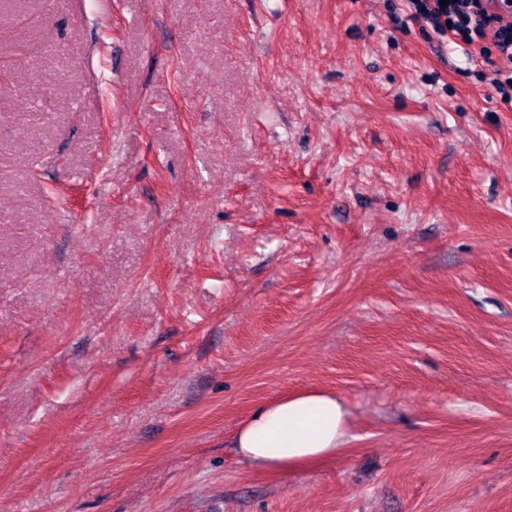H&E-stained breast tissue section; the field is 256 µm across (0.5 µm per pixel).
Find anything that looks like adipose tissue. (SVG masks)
I'll list each match as a JSON object with an SVG mask.
<instances>
[{"label":"adipose tissue","instance_id":"obj_1","mask_svg":"<svg viewBox=\"0 0 512 512\" xmlns=\"http://www.w3.org/2000/svg\"><path fill=\"white\" fill-rule=\"evenodd\" d=\"M347 411L333 395L306 391L265 403L235 435L238 455L252 465L288 469L335 453Z\"/></svg>","mask_w":512,"mask_h":512}]
</instances>
